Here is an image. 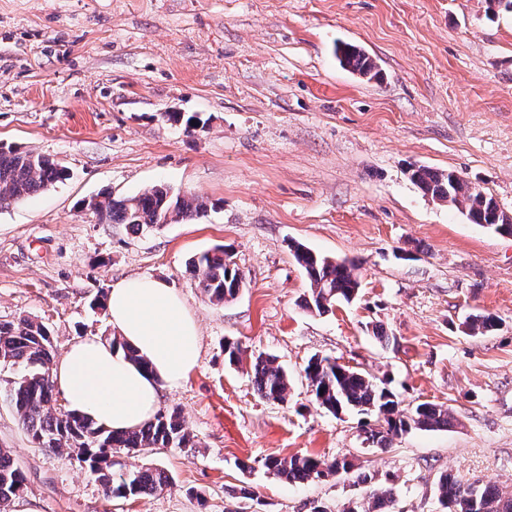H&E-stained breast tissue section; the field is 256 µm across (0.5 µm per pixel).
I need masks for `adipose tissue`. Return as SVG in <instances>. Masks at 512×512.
<instances>
[{"label": "adipose tissue", "mask_w": 512, "mask_h": 512, "mask_svg": "<svg viewBox=\"0 0 512 512\" xmlns=\"http://www.w3.org/2000/svg\"><path fill=\"white\" fill-rule=\"evenodd\" d=\"M106 307L119 347L98 339L71 344L51 370L67 410L113 431L156 415L164 391L197 366L200 336L183 298L167 282L131 276L112 285ZM134 350L136 364L125 356Z\"/></svg>", "instance_id": "adipose-tissue-1"}]
</instances>
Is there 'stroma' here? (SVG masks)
<instances>
[{
    "label": "stroma",
    "instance_id": "obj_1",
    "mask_svg": "<svg viewBox=\"0 0 512 512\" xmlns=\"http://www.w3.org/2000/svg\"><path fill=\"white\" fill-rule=\"evenodd\" d=\"M361 47L380 76L343 69ZM199 114L202 125L164 120ZM54 157L63 183L0 210V323L28 316L58 350L111 340L98 290L132 275L168 282L198 321L200 360L161 409H179L193 448L119 453L172 482L107 497L76 452L36 447L0 401V448L35 512H343L392 479L397 512H439L441 474L512 493V236L471 223L408 177L454 171L512 213V15L486 0H0V144ZM164 184L206 200L194 222L140 233L85 207L101 190ZM347 259L360 293L317 315L290 246ZM224 246L245 286L211 303L188 259ZM490 314L495 330L465 320ZM391 338L381 345L376 331ZM238 341L240 364L224 361ZM276 356L287 403L254 393L251 363ZM387 380L402 406L448 407L445 431L370 445L367 415L331 414L303 368L312 356ZM348 456L356 473L290 484L269 456Z\"/></svg>",
    "mask_w": 512,
    "mask_h": 512
}]
</instances>
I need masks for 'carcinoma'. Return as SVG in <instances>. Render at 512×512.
<instances>
[{
    "label": "carcinoma",
    "instance_id": "carcinoma-1",
    "mask_svg": "<svg viewBox=\"0 0 512 512\" xmlns=\"http://www.w3.org/2000/svg\"><path fill=\"white\" fill-rule=\"evenodd\" d=\"M339 62L348 70L363 76H378L374 61L357 47L344 44L336 47ZM409 179L426 195L437 201H450L451 206L466 212L468 219L495 230L498 203L491 196L479 197L476 186L460 176L443 173L428 166H412ZM67 178V170L57 160L16 147H0V210L16 204L40 190ZM100 220L108 224H126L143 230L172 221H192L207 214L208 205L194 197L174 193L165 185L132 197L117 198L105 189ZM223 248H215L190 258L187 268L199 279L209 300L222 304L233 299L243 274L224 258ZM294 257L304 269L308 291L303 307L319 315L332 310L339 301L356 297L360 281L355 264L338 262L315 253L302 244L294 248ZM466 326L475 334L494 330L495 318L475 314ZM56 345L41 322L24 317L16 323L0 324V363L19 366L23 371L8 383L7 402L39 448L58 449L66 438L73 441L79 461L113 498H144L169 485L168 474L161 469L131 470L121 475L122 465L112 459L120 451L146 448H187L194 444L181 414L160 411L142 426L124 433H115L96 425L92 420L54 407L55 387L50 366ZM308 387L315 401L333 415L356 410L376 417L378 426L369 431L366 440L385 448L391 439L411 428L425 431L446 430L453 425L448 408L429 401L415 404L409 410L399 409L395 394L387 383L349 366L338 365L328 358L312 357L304 368ZM251 382L256 394L271 403L287 401L291 379L273 356H258L252 364ZM263 465L277 477L290 483L319 481L340 468L354 469L352 460L342 457L330 461L306 454L289 457L269 456ZM25 475L10 452L0 448V507L6 506L25 490ZM227 512H243L242 504L254 500L255 492L246 486L228 492ZM440 512H512V494L494 484L472 489V484L443 474L436 484ZM396 494L383 483L373 487L365 505L355 512H395Z\"/></svg>",
    "mask_w": 512,
    "mask_h": 512
}]
</instances>
